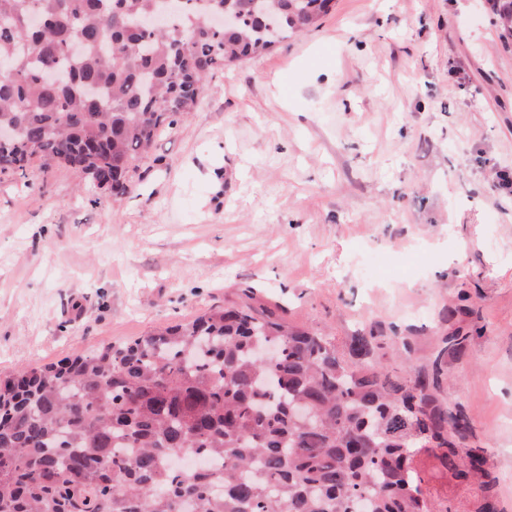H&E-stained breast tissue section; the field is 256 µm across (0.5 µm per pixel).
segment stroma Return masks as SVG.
<instances>
[{
  "instance_id": "obj_1",
  "label": "stroma",
  "mask_w": 512,
  "mask_h": 512,
  "mask_svg": "<svg viewBox=\"0 0 512 512\" xmlns=\"http://www.w3.org/2000/svg\"><path fill=\"white\" fill-rule=\"evenodd\" d=\"M130 192L0 176V378L243 301L406 376L466 291L453 364L512 512V37L489 0H332L319 27L208 80ZM415 338L401 355L392 331Z\"/></svg>"
}]
</instances>
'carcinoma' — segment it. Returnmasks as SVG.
I'll return each mask as SVG.
<instances>
[{"mask_svg": "<svg viewBox=\"0 0 512 512\" xmlns=\"http://www.w3.org/2000/svg\"><path fill=\"white\" fill-rule=\"evenodd\" d=\"M172 2L0 0V126L15 132L0 175L26 178L39 153L127 194L131 162L209 75L318 27L331 0ZM225 8L231 30L210 23ZM471 339L450 326L428 364L392 378L376 326L339 345L232 305L23 369L0 380V512H353L359 497L367 512H501L487 449L444 396ZM421 445L463 496L429 486Z\"/></svg>", "mask_w": 512, "mask_h": 512, "instance_id": "cac0c4a2", "label": "carcinoma"}]
</instances>
